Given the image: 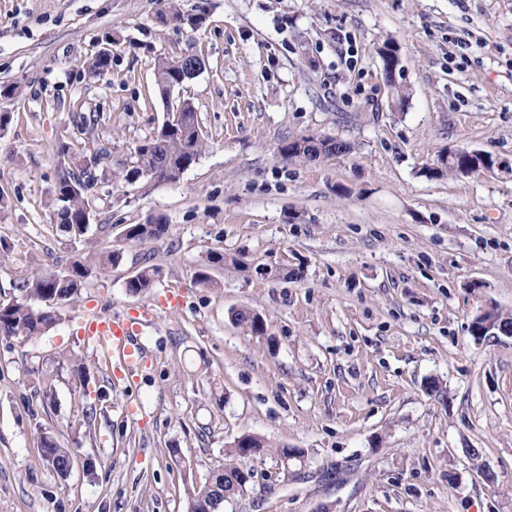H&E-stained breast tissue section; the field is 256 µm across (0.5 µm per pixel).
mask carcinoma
<instances>
[{
    "label": "carcinoma",
    "instance_id": "cac0c4a2",
    "mask_svg": "<svg viewBox=\"0 0 512 512\" xmlns=\"http://www.w3.org/2000/svg\"><path fill=\"white\" fill-rule=\"evenodd\" d=\"M157 86L162 88L177 80L180 69L177 60L162 58L156 65ZM206 147L197 112L193 104H187L180 120L169 125L163 134H155L136 149V160L132 168L123 174L124 180L136 182L157 180L159 183L175 182L189 167L198 161ZM354 144L341 139L307 135L293 139L281 146L280 152L290 160L308 162L318 154H348ZM60 162L65 168L58 169L53 190V224L77 238L86 234L88 225L81 219L88 212L87 193L95 183L90 167L101 159L99 151L83 164H75L70 157V146L62 144L57 150ZM167 231V225L156 221L148 224H129L124 230L125 239L132 242H145L156 239ZM119 258L114 251L92 252L70 263L61 271L51 267L24 277L17 288L23 292V299L7 303L0 302V336L30 338L44 333L62 319L66 306L78 301L85 281L92 273L113 265ZM160 268L150 266L139 271L134 279L126 282L127 290L140 295L152 288ZM236 325L245 331L260 335L264 327L257 326L259 314L249 308L238 310L233 316ZM249 448L235 440L227 456L230 460L213 472L202 486L189 491L190 508L198 512L197 506L206 504L212 512H220L224 503L245 492L246 484L241 481L244 470L242 460L251 453L267 447L265 440L247 433ZM41 456L59 475L65 476L71 469L73 455L67 448H61L47 437H41Z\"/></svg>",
    "mask_w": 512,
    "mask_h": 512
}]
</instances>
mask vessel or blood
Masks as SVG:
<instances>
[{"label": "vessel or blood", "instance_id": "b4317fda", "mask_svg": "<svg viewBox=\"0 0 512 512\" xmlns=\"http://www.w3.org/2000/svg\"><path fill=\"white\" fill-rule=\"evenodd\" d=\"M142 319H132L123 315L84 319L81 327L85 342H111L122 352V363L133 370L143 362L144 348L141 340Z\"/></svg>", "mask_w": 512, "mask_h": 512}]
</instances>
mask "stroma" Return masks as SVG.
<instances>
[{
    "instance_id": "1",
    "label": "stroma",
    "mask_w": 512,
    "mask_h": 512,
    "mask_svg": "<svg viewBox=\"0 0 512 512\" xmlns=\"http://www.w3.org/2000/svg\"><path fill=\"white\" fill-rule=\"evenodd\" d=\"M176 3L203 27L163 23L165 0H0V87L21 88L0 97V302L49 264L119 255L50 330L0 336V512H188L244 433L269 446L224 512H512V336L470 333L484 308L512 314V0ZM107 32L112 65L94 77ZM389 38L401 107L378 55ZM191 46L205 66L173 95L193 102L206 150L177 182L121 180L166 119L157 59ZM85 129L111 157L73 239L48 203L56 148L82 155ZM307 135L355 150L281 155ZM457 150L495 166L424 176ZM151 219L160 238L125 239ZM212 251L237 262L205 288ZM152 264L153 288L131 294ZM145 305L141 371L84 346L85 315ZM241 307L263 335L232 321ZM44 435L75 450L67 476ZM283 446L301 459L283 464ZM159 273L160 268L155 265L143 268L135 275L133 280L126 282V288L134 295L146 293L150 288H152Z\"/></svg>"
}]
</instances>
